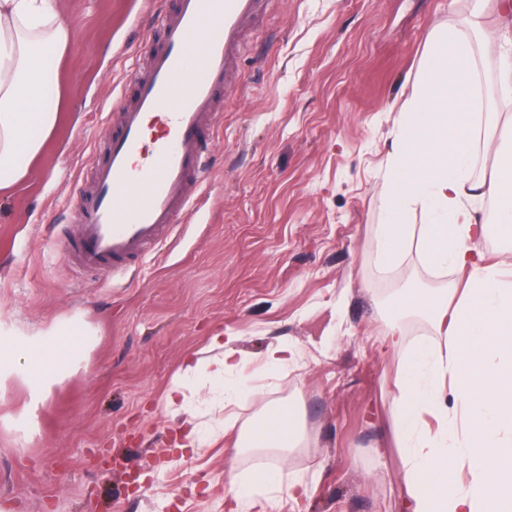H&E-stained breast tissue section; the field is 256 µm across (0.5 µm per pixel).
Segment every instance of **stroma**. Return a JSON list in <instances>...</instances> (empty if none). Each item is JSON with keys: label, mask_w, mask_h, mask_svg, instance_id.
I'll list each match as a JSON object with an SVG mask.
<instances>
[{"label": "stroma", "mask_w": 512, "mask_h": 512, "mask_svg": "<svg viewBox=\"0 0 512 512\" xmlns=\"http://www.w3.org/2000/svg\"><path fill=\"white\" fill-rule=\"evenodd\" d=\"M74 32L60 62L52 143L0 198V319L28 334L79 317L74 370L32 402L22 373L0 376V512H239L226 461L236 439L176 450L181 415L165 393L185 355L237 336L255 396L248 427L300 401L307 447L281 463L306 496L254 512H403L406 474L392 435L397 358L380 349L383 300L426 270L415 248L387 274L374 229L400 112L433 34L470 0H270L244 30L200 195L173 236L111 279L62 256L73 187L111 134L150 50L151 0H58ZM297 346V370L269 371V343Z\"/></svg>", "instance_id": "obj_1"}]
</instances>
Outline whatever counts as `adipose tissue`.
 Here are the masks:
<instances>
[{"label":"adipose tissue","instance_id":"adipose-tissue-1","mask_svg":"<svg viewBox=\"0 0 512 512\" xmlns=\"http://www.w3.org/2000/svg\"><path fill=\"white\" fill-rule=\"evenodd\" d=\"M480 4L466 23L437 31L431 40L409 109L401 113L388 155L385 223L376 225L377 261L390 271L416 241L428 269L468 274L465 285L442 290L403 288L389 301L385 351L399 355L393 436L406 471V512H512V253L486 262L474 247L487 234L479 217L491 202L499 237L512 241V146H502L494 113L480 103L477 40ZM72 44L70 26L56 0H0V192H10L30 173L52 138L60 104V61ZM493 151L491 178L474 177L478 150ZM427 210L425 224H411L413 205ZM428 323L448 337L446 349L407 341V322ZM13 325L0 320V373L23 369L30 394L42 400L53 373L69 368L83 345L85 326L76 319L17 347ZM236 339L211 336L207 356L187 354L166 392V403L185 402L187 381L242 372ZM466 409L458 423L449 404ZM434 415L436 425L425 422ZM305 443L293 406L266 408L241 448H258L288 459ZM228 485L242 512L257 498L281 491L304 494L309 484L294 475L277 481L271 468L250 485L230 474Z\"/></svg>","mask_w":512,"mask_h":512}]
</instances>
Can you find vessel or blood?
Listing matches in <instances>:
<instances>
[{
  "label": "vessel or blood",
  "instance_id": "vessel-or-blood-1",
  "mask_svg": "<svg viewBox=\"0 0 512 512\" xmlns=\"http://www.w3.org/2000/svg\"><path fill=\"white\" fill-rule=\"evenodd\" d=\"M267 0H176L159 11L160 39L122 104L120 125L78 181V232L66 248L75 264L115 276L166 240L192 206L205 154L223 118L225 77L243 44V26ZM162 134L143 146L147 118Z\"/></svg>",
  "mask_w": 512,
  "mask_h": 512
}]
</instances>
